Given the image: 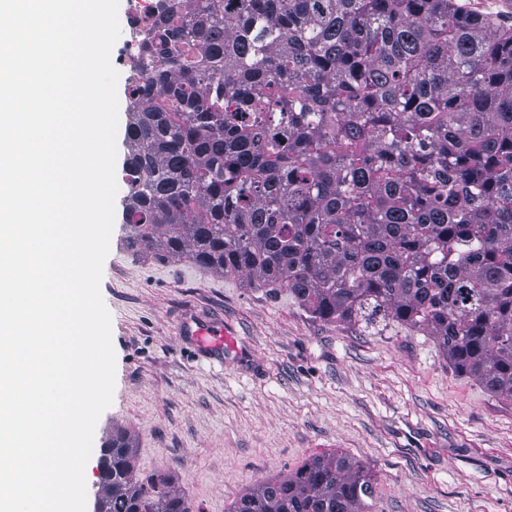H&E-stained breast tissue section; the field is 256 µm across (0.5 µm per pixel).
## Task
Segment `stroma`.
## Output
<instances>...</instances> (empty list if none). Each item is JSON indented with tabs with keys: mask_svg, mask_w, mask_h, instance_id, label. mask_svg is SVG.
I'll list each match as a JSON object with an SVG mask.
<instances>
[{
	"mask_svg": "<svg viewBox=\"0 0 512 512\" xmlns=\"http://www.w3.org/2000/svg\"><path fill=\"white\" fill-rule=\"evenodd\" d=\"M115 221L100 283L116 356L111 405L85 468L88 501L114 430L143 473L170 475L193 512H229L259 481L332 452L375 479L368 512H512V403L457 373L434 339L313 318L287 290L128 249ZM220 315L238 353L199 359L177 334Z\"/></svg>",
	"mask_w": 512,
	"mask_h": 512,
	"instance_id": "stroma-1",
	"label": "stroma"
}]
</instances>
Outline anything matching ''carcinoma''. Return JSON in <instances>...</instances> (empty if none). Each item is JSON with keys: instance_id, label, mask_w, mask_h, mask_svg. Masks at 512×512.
I'll return each mask as SVG.
<instances>
[{"instance_id": "1", "label": "carcinoma", "mask_w": 512, "mask_h": 512, "mask_svg": "<svg viewBox=\"0 0 512 512\" xmlns=\"http://www.w3.org/2000/svg\"><path fill=\"white\" fill-rule=\"evenodd\" d=\"M127 87V245L314 318L433 337L512 402V28L460 0H158ZM106 512H192L112 433ZM332 453L231 512H366Z\"/></svg>"}]
</instances>
